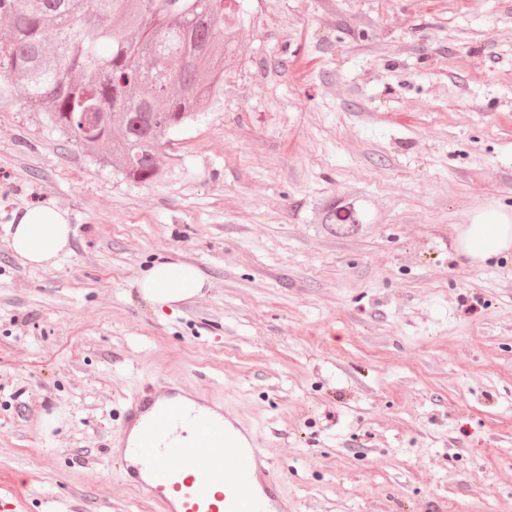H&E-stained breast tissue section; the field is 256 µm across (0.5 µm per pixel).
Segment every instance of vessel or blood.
Listing matches in <instances>:
<instances>
[{"mask_svg": "<svg viewBox=\"0 0 512 512\" xmlns=\"http://www.w3.org/2000/svg\"><path fill=\"white\" fill-rule=\"evenodd\" d=\"M108 457L160 512H280L285 500L243 426L174 386L132 399Z\"/></svg>", "mask_w": 512, "mask_h": 512, "instance_id": "1", "label": "vessel or blood"}]
</instances>
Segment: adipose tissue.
I'll list each match as a JSON object with an SVG mask.
<instances>
[{"label":"adipose tissue","mask_w":512,"mask_h":512,"mask_svg":"<svg viewBox=\"0 0 512 512\" xmlns=\"http://www.w3.org/2000/svg\"><path fill=\"white\" fill-rule=\"evenodd\" d=\"M8 232L15 253L26 264L45 267L68 252L74 230L66 211L44 203L15 214ZM455 243L457 254L474 267L512 254V211L494 204L476 210L468 223L457 227ZM205 285L195 266L170 260L154 263L137 281L141 298L162 309L173 308Z\"/></svg>","instance_id":"1"}]
</instances>
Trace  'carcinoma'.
<instances>
[{
    "instance_id": "cac0c4a2",
    "label": "carcinoma",
    "mask_w": 512,
    "mask_h": 512,
    "mask_svg": "<svg viewBox=\"0 0 512 512\" xmlns=\"http://www.w3.org/2000/svg\"><path fill=\"white\" fill-rule=\"evenodd\" d=\"M0 93L42 112L60 136L125 179L164 181L158 155L217 101L238 45L239 13L226 0H0ZM363 198L320 201L327 235L371 224Z\"/></svg>"
}]
</instances>
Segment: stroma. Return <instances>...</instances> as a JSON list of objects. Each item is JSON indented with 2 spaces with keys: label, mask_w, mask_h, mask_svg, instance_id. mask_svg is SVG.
<instances>
[{
  "label": "stroma",
  "mask_w": 512,
  "mask_h": 512,
  "mask_svg": "<svg viewBox=\"0 0 512 512\" xmlns=\"http://www.w3.org/2000/svg\"><path fill=\"white\" fill-rule=\"evenodd\" d=\"M220 102L125 180L0 103V497L27 512H159L111 467L130 399L185 385L251 426L288 512H512V256L458 225L512 209V0H240ZM365 197L369 231L317 232ZM69 214L35 268L13 211ZM207 284L171 310L159 259ZM319 203L318 224L327 235H355L364 224H373L372 206L364 198L330 197ZM455 243L457 254L474 267L512 255V211L495 204L476 210L457 227ZM206 285L205 278L193 265L170 260L158 261L137 280L141 298L153 307L174 308L198 294Z\"/></svg>",
  "instance_id": "stroma-1"
}]
</instances>
